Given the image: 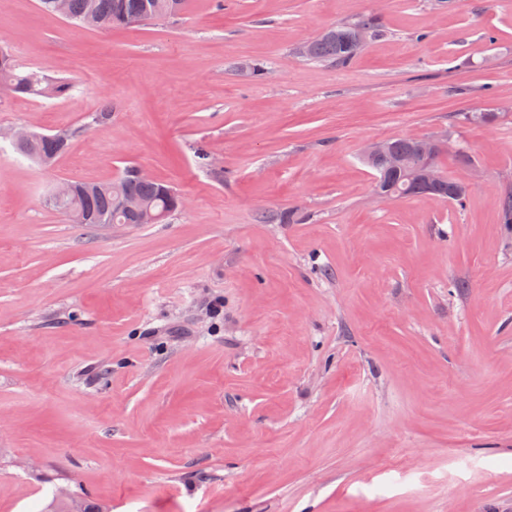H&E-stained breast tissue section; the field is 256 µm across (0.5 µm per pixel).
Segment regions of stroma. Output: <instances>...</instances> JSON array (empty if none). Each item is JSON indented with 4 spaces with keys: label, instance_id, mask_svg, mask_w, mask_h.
<instances>
[{
    "label": "stroma",
    "instance_id": "stroma-1",
    "mask_svg": "<svg viewBox=\"0 0 512 512\" xmlns=\"http://www.w3.org/2000/svg\"><path fill=\"white\" fill-rule=\"evenodd\" d=\"M368 13L349 65L299 57ZM0 42L73 84L0 96V512L59 487L108 512H512V0H188L108 34L0 0ZM27 127L80 134L44 168L9 145ZM442 131L465 207L379 202L362 147ZM129 165L182 197L166 223L45 203Z\"/></svg>",
    "mask_w": 512,
    "mask_h": 512
}]
</instances>
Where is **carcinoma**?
Wrapping results in <instances>:
<instances>
[{
	"label": "carcinoma",
	"instance_id": "cac0c4a2",
	"mask_svg": "<svg viewBox=\"0 0 512 512\" xmlns=\"http://www.w3.org/2000/svg\"><path fill=\"white\" fill-rule=\"evenodd\" d=\"M185 0H38L43 15L64 19L72 24L91 27L103 33L114 30L137 29L155 19L172 18L180 14ZM361 28L373 37L380 31L379 18L373 14L362 16L348 25L332 27L320 36L305 42L307 48L303 60L329 63L336 66L350 64L360 48L352 44L355 30ZM54 97L66 96L72 84L66 80L48 76L42 72L21 71L8 48L0 45V93ZM80 130H64L52 135L38 131L24 143L14 147L20 155L48 167L66 152L72 139ZM385 144L392 154L401 157L405 167L392 169L387 156L379 154L364 164L384 179L376 182V188L394 196L411 197L425 195L424 186L408 178V169L419 164L421 157L413 138H391ZM134 167L126 168L114 181L108 183L72 182L69 194L54 209L64 214L73 224H133L135 219L119 215L114 201L118 198L136 199L167 220L177 210L179 197L172 188L159 181H146L133 174ZM435 191V196L464 205L466 187L457 183L452 175H446Z\"/></svg>",
	"mask_w": 512,
	"mask_h": 512
}]
</instances>
